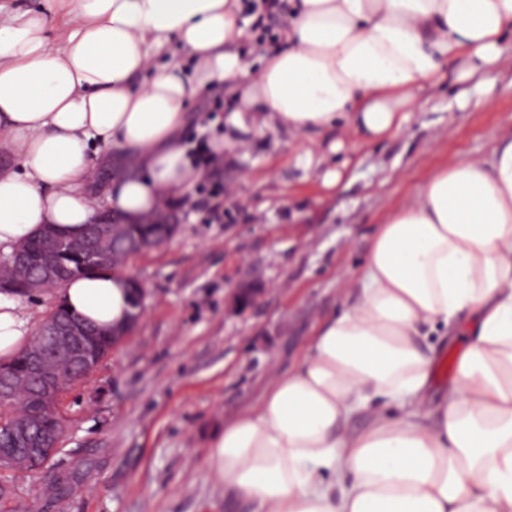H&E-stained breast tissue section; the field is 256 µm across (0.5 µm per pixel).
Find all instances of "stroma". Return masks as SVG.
Here are the masks:
<instances>
[{
  "label": "stroma",
  "instance_id": "stroma-1",
  "mask_svg": "<svg viewBox=\"0 0 512 512\" xmlns=\"http://www.w3.org/2000/svg\"><path fill=\"white\" fill-rule=\"evenodd\" d=\"M457 62L417 98L393 136L362 144L267 131L235 146L207 180L170 196L179 224L166 243L117 270L147 290L143 316L60 407L61 451L39 472L0 473V512H250L208 475L212 435L258 405L304 356L316 327L341 312L368 242L391 209L412 204L448 161L487 157L512 133V46L464 78ZM220 89L187 105L186 143L224 132ZM342 178L325 186L326 171ZM224 186V220L198 206ZM258 299L234 306L240 285ZM59 482L52 498L43 489Z\"/></svg>",
  "mask_w": 512,
  "mask_h": 512
}]
</instances>
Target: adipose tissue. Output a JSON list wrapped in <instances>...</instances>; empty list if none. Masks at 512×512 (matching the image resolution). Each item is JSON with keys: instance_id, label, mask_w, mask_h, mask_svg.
Segmentation results:
<instances>
[{"instance_id": "obj_1", "label": "adipose tissue", "mask_w": 512, "mask_h": 512, "mask_svg": "<svg viewBox=\"0 0 512 512\" xmlns=\"http://www.w3.org/2000/svg\"><path fill=\"white\" fill-rule=\"evenodd\" d=\"M286 45L251 70L237 46L242 0L0 2V254L44 225L77 233L99 210L125 224L198 183L188 102L225 88L224 156L280 126L364 141L398 130L417 93L458 59L476 75L512 37V0H289ZM64 23L51 36L49 18ZM178 47L187 62L164 60ZM123 175L93 202L94 146ZM100 328L127 322L130 294L100 271L59 290ZM463 338L452 381L428 397L437 349ZM32 338L18 297L0 294V359ZM398 416L374 412L378 401ZM209 469L251 512H512V135L484 159L450 162L372 235L340 315L260 404L217 431Z\"/></svg>"}]
</instances>
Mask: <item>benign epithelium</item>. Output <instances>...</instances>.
I'll use <instances>...</instances> for the list:
<instances>
[{"instance_id":"1","label":"benign epithelium","mask_w":512,"mask_h":512,"mask_svg":"<svg viewBox=\"0 0 512 512\" xmlns=\"http://www.w3.org/2000/svg\"><path fill=\"white\" fill-rule=\"evenodd\" d=\"M177 228L174 218L162 209L135 224H114L112 215L104 211L90 224V229L78 234H65L48 224L36 237L40 242L38 250H31V241L24 240L8 258H0V294L34 296L49 288H59L75 276L77 266L89 273L111 269L121 255L157 247L170 239ZM25 261L29 262V272L21 277L15 275L14 268ZM126 285L132 294L133 308L125 328L101 329L58 305L41 324L34 341L22 352L28 367L21 370L10 362L0 363V377H7L0 383V404H9L13 412V420L1 423L0 427L27 446L24 453L14 448H0V471L40 470L60 452V435L64 431V420L59 413L60 363L68 364L84 376L102 360L93 350L96 339L110 336L115 342L136 328L147 291L134 276L126 279ZM33 376L45 385L42 403L47 421L40 424L33 423L21 412L19 393Z\"/></svg>"}]
</instances>
